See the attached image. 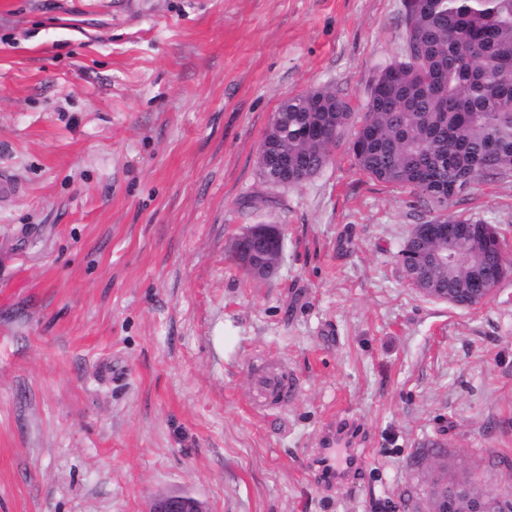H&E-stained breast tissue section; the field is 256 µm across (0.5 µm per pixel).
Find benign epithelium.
<instances>
[{
	"mask_svg": "<svg viewBox=\"0 0 512 512\" xmlns=\"http://www.w3.org/2000/svg\"><path fill=\"white\" fill-rule=\"evenodd\" d=\"M283 250V231L279 224H249L242 235L233 240L230 255L251 278L266 280L278 268V260ZM407 280L423 296L449 305L470 309L497 295L499 285L490 288H424L402 264ZM469 483L461 481L446 486L443 491L431 492L440 502V508L428 507V512H512V499L504 498L491 491L472 499L467 494ZM151 512H206L203 503L187 494H169L156 500Z\"/></svg>",
	"mask_w": 512,
	"mask_h": 512,
	"instance_id": "7a95c632",
	"label": "benign epithelium"
}]
</instances>
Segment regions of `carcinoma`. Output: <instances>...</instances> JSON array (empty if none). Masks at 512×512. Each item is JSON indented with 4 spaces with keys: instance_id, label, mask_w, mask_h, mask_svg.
Wrapping results in <instances>:
<instances>
[{
    "instance_id": "cac0c4a2",
    "label": "carcinoma",
    "mask_w": 512,
    "mask_h": 512,
    "mask_svg": "<svg viewBox=\"0 0 512 512\" xmlns=\"http://www.w3.org/2000/svg\"><path fill=\"white\" fill-rule=\"evenodd\" d=\"M404 49L411 57L384 67L371 87L354 160L376 181L410 188L430 208L428 223L467 225L451 239L409 242L407 259L437 287L511 277L498 228L447 209L476 184L512 176V0H404ZM351 118L328 89L282 101L262 140L267 171L286 164L301 184L325 166Z\"/></svg>"
}]
</instances>
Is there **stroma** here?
<instances>
[{"label": "stroma", "instance_id": "1", "mask_svg": "<svg viewBox=\"0 0 512 512\" xmlns=\"http://www.w3.org/2000/svg\"><path fill=\"white\" fill-rule=\"evenodd\" d=\"M403 0H0V512H422L441 469L512 496V278L459 309L398 252L428 210L369 178L347 127L317 174L265 182L281 101L360 115ZM448 211L512 239V177ZM284 232L277 273L228 259ZM288 404L254 406L255 358ZM364 465L309 478L330 415ZM240 234L231 244L230 255L252 279L266 280L272 277L283 250L281 225L249 224L242 228ZM250 371L255 382L254 396L258 403L276 398L282 403L294 390V383L288 369L280 362L264 361L251 364ZM150 512H206L203 503L187 494H169L156 500Z\"/></svg>", "mask_w": 512, "mask_h": 512}]
</instances>
